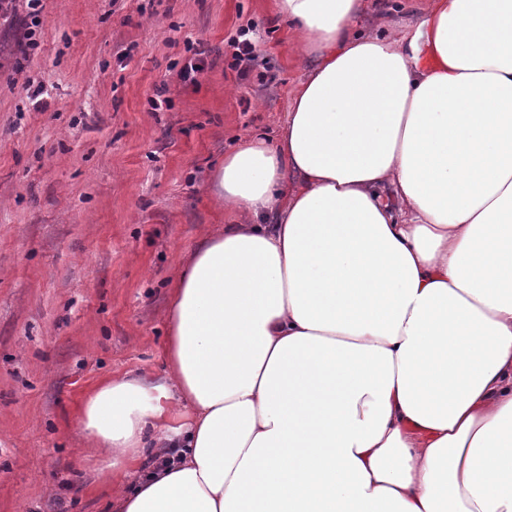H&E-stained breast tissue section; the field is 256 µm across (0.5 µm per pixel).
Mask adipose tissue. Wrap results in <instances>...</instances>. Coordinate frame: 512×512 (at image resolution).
Instances as JSON below:
<instances>
[{"mask_svg":"<svg viewBox=\"0 0 512 512\" xmlns=\"http://www.w3.org/2000/svg\"><path fill=\"white\" fill-rule=\"evenodd\" d=\"M305 66L210 175L162 376L79 430L113 512H512V0H276Z\"/></svg>","mask_w":512,"mask_h":512,"instance_id":"1","label":"adipose tissue"}]
</instances>
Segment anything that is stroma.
<instances>
[{
    "label": "stroma",
    "mask_w": 512,
    "mask_h": 512,
    "mask_svg": "<svg viewBox=\"0 0 512 512\" xmlns=\"http://www.w3.org/2000/svg\"><path fill=\"white\" fill-rule=\"evenodd\" d=\"M40 18L25 53L0 22V512H110L82 405L163 373L177 273L224 221L209 171L277 139L304 65L275 0H41ZM245 27L265 69L241 77Z\"/></svg>",
    "instance_id": "obj_1"
}]
</instances>
